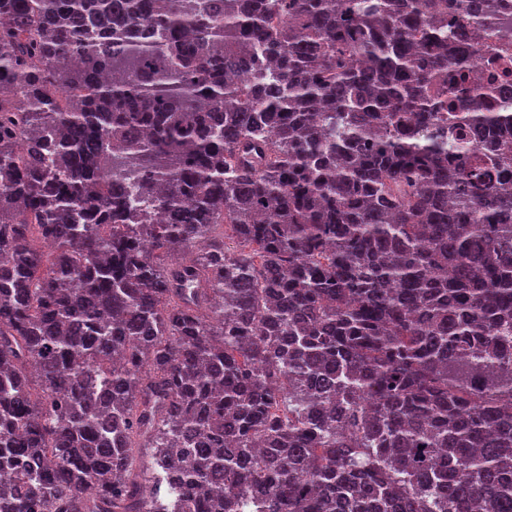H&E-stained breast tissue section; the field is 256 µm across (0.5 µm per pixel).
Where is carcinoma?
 Listing matches in <instances>:
<instances>
[{"label":"carcinoma","mask_w":512,"mask_h":512,"mask_svg":"<svg viewBox=\"0 0 512 512\" xmlns=\"http://www.w3.org/2000/svg\"><path fill=\"white\" fill-rule=\"evenodd\" d=\"M496 8L0 0V512H512Z\"/></svg>","instance_id":"carcinoma-1"}]
</instances>
